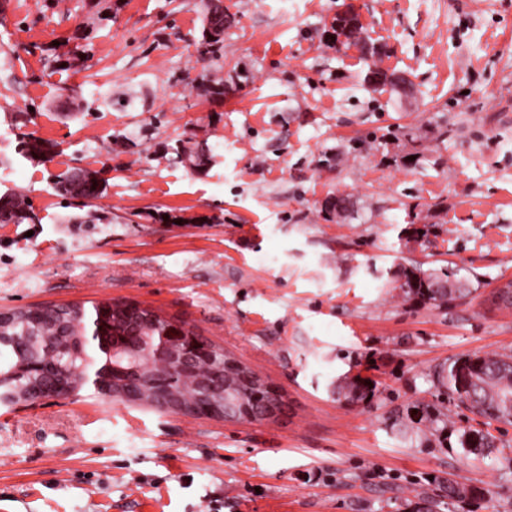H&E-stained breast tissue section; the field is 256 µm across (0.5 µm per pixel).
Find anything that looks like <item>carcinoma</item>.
I'll return each mask as SVG.
<instances>
[{
	"label": "carcinoma",
	"mask_w": 512,
	"mask_h": 512,
	"mask_svg": "<svg viewBox=\"0 0 512 512\" xmlns=\"http://www.w3.org/2000/svg\"><path fill=\"white\" fill-rule=\"evenodd\" d=\"M229 14L217 20L219 31H204L210 53L216 55L222 49L224 28L231 24ZM65 192L84 199L98 197L103 186L83 176H74L61 182ZM31 218L30 210L15 198L0 199V223H20ZM399 288L408 297L425 304L446 306L469 293L467 282L448 272H421L404 269L399 273ZM114 302L68 304L58 309H48L35 315L30 308L9 309L11 318L0 322V396L8 403H26L35 397L40 386L51 388L64 384L62 395L82 391L104 395L112 391V379L127 377L135 386L149 391L166 381L169 370L166 363L158 360L154 347L170 321L152 314L150 321L130 326L112 313ZM139 337L144 347L138 353L124 352V359L107 355L117 333ZM480 372L465 391L457 385L456 364L448 367L442 377L443 394L448 403L465 408L482 417L485 424H512V356L484 355L479 357ZM206 378L211 390L225 393V378L211 365L200 372L177 379L184 405L189 414L211 416L210 402L203 397L198 378ZM372 393L367 380H349L336 387L338 399L348 403L368 399ZM463 447L475 456L494 447L493 435L481 434L467 438ZM478 490L458 483L453 474L439 485V494L425 496L414 512H439L440 498L474 496Z\"/></svg>",
	"instance_id": "cac0c4a2"
}]
</instances>
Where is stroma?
<instances>
[{"instance_id":"obj_1","label":"stroma","mask_w":512,"mask_h":512,"mask_svg":"<svg viewBox=\"0 0 512 512\" xmlns=\"http://www.w3.org/2000/svg\"><path fill=\"white\" fill-rule=\"evenodd\" d=\"M208 6L0 0V197L36 216L0 224V310L140 303L285 411L0 407V512H409L450 473L485 493L441 512H512V426L426 412L441 367L512 354V309L489 301L512 280V0H224L216 56ZM346 12L362 42L341 52ZM372 63L408 87L374 91ZM24 133L49 160L19 154ZM78 168L104 171L98 198L60 190ZM405 268L471 292L420 303ZM357 375L370 399L339 401ZM483 429L478 458L462 440ZM251 380L256 384H263L269 391V397L252 409L243 408L241 411H236L234 416H227L224 413V420L259 421L274 418L283 412L285 403L280 389L256 372H253Z\"/></svg>"}]
</instances>
